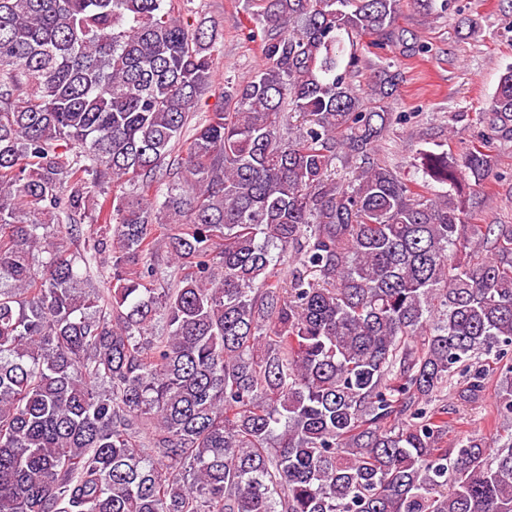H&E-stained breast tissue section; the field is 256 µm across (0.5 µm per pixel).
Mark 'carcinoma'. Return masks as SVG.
Listing matches in <instances>:
<instances>
[{
	"mask_svg": "<svg viewBox=\"0 0 512 512\" xmlns=\"http://www.w3.org/2000/svg\"><path fill=\"white\" fill-rule=\"evenodd\" d=\"M172 2L0 0V512H512L511 445H442L512 346L496 157L420 152L426 196L375 160L399 73L352 83L403 0H244L263 64L183 155L214 39Z\"/></svg>",
	"mask_w": 512,
	"mask_h": 512,
	"instance_id": "obj_1",
	"label": "carcinoma"
}]
</instances>
